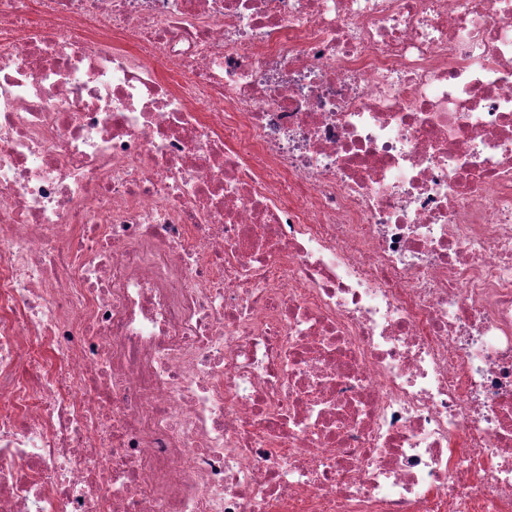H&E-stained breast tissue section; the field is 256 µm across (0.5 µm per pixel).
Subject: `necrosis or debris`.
Returning a JSON list of instances; mask_svg holds the SVG:
<instances>
[{"label":"necrosis or debris","mask_w":512,"mask_h":512,"mask_svg":"<svg viewBox=\"0 0 512 512\" xmlns=\"http://www.w3.org/2000/svg\"><path fill=\"white\" fill-rule=\"evenodd\" d=\"M0 512H512V0H0Z\"/></svg>","instance_id":"4bbe7bcc"}]
</instances>
